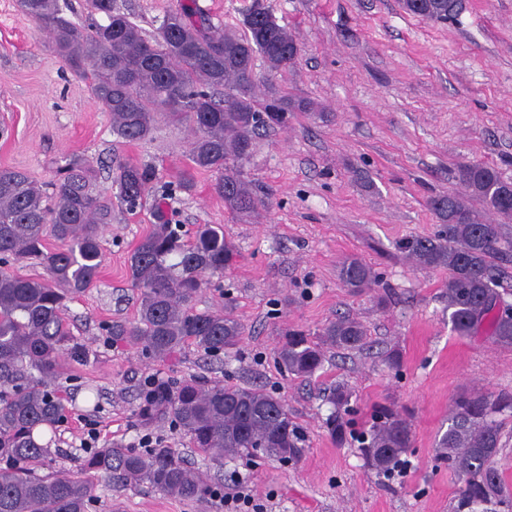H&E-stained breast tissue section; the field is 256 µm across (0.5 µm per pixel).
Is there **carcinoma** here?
<instances>
[{"label":"carcinoma","mask_w":512,"mask_h":512,"mask_svg":"<svg viewBox=\"0 0 512 512\" xmlns=\"http://www.w3.org/2000/svg\"><path fill=\"white\" fill-rule=\"evenodd\" d=\"M404 8L433 22H445L464 8V0H403ZM21 11L45 29L56 53L90 82L96 103L112 116V134L128 143L149 138L155 117L187 122L192 138L191 168L218 175L214 191L233 214H251L259 199L242 166L263 129L288 124L292 112H310L305 98L281 94L268 84L266 99L256 92L254 61L264 59L269 75L293 67L299 49L288 31L271 22L268 10L251 8L244 33L214 26L195 4L182 2L165 15L147 39L116 0H86L85 18L71 19L58 0H19ZM457 180L486 210L512 215V184L491 166H460ZM155 171L118 162L112 182L120 205L132 210L149 192ZM429 206L439 224L428 237L404 240L400 249L416 264L448 271L445 284L449 320L460 337L488 327L491 337L512 347V313L496 308L499 266L512 255L501 225L493 224L452 194ZM112 200L96 188L91 162L74 156L44 184L26 173L0 169V512H87L95 482L117 477L129 484L147 482L187 500H202L211 487L188 469L170 448L140 454L110 446L76 459L75 472L47 476L40 470L53 456L50 444L34 432L61 422L63 398L51 387L61 359L85 350L64 323L66 302L97 283L102 266V225L110 220ZM63 243L51 251L48 237ZM29 259L46 266L45 278L22 277L13 267ZM236 259L224 229L201 225L190 241L163 221L140 239L129 259V276L141 290L137 318L115 324L112 335L156 358H168L190 342L207 354L235 347L245 327L222 312H200L193 301ZM340 278L349 288L375 283L371 266L343 262ZM287 330L278 350L284 370L309 379L322 369L329 349L351 351L365 345L367 331L353 318L338 317L317 333ZM352 394L332 389L334 411L327 420L331 437L359 442L363 457L390 475L412 447V431L399 412L382 407L358 423ZM512 412V394L463 393L453 403L448 429L437 444L438 459L462 477L456 512H512V491L494 466L501 425L496 416ZM138 416L153 423L169 419L189 435L194 447L221 463L241 450L284 462L297 452L301 433L288 407L261 388L163 383L144 393Z\"/></svg>","instance_id":"obj_1"}]
</instances>
